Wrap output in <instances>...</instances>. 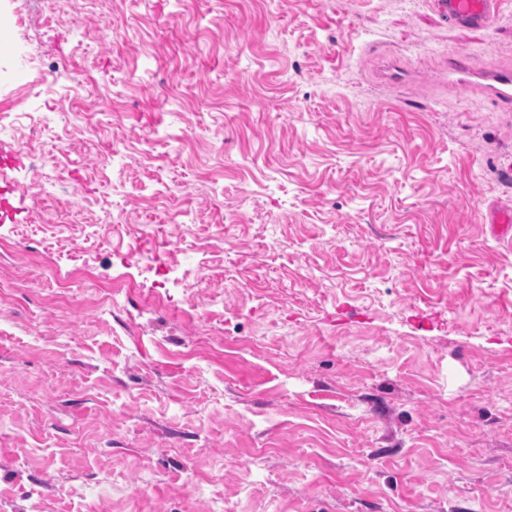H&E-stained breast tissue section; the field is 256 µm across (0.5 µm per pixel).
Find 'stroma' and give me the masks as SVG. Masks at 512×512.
<instances>
[{
	"label": "stroma",
	"mask_w": 512,
	"mask_h": 512,
	"mask_svg": "<svg viewBox=\"0 0 512 512\" xmlns=\"http://www.w3.org/2000/svg\"><path fill=\"white\" fill-rule=\"evenodd\" d=\"M0 512H512V64L434 0H0ZM59 191L43 202L44 170ZM448 73L455 82L478 91L491 102L512 104V67L490 62L473 70L465 61L452 59L448 61ZM486 224L491 225L494 236L504 239L508 236V243L512 242V207L503 205H492L487 209Z\"/></svg>",
	"instance_id": "1"
}]
</instances>
